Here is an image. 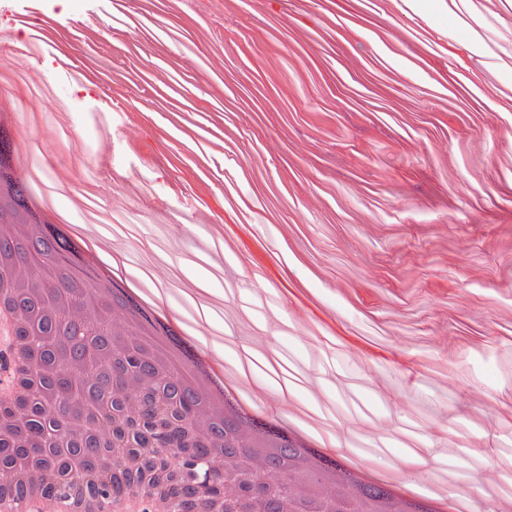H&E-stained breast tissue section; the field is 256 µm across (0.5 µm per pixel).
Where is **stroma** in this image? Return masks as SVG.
<instances>
[{"label":"stroma","instance_id":"obj_1","mask_svg":"<svg viewBox=\"0 0 512 512\" xmlns=\"http://www.w3.org/2000/svg\"><path fill=\"white\" fill-rule=\"evenodd\" d=\"M336 2L205 0L219 40L181 0H0L59 48L0 61V181L26 122L33 219L144 272L255 415L407 512H507L512 0Z\"/></svg>","mask_w":512,"mask_h":512}]
</instances>
